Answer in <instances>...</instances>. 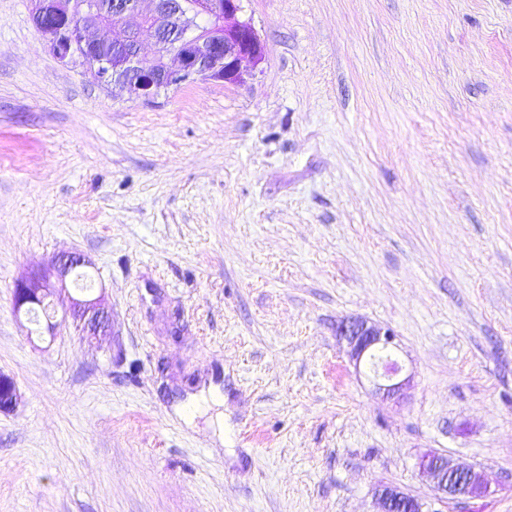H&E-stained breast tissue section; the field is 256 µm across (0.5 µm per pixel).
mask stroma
<instances>
[{
	"mask_svg": "<svg viewBox=\"0 0 512 512\" xmlns=\"http://www.w3.org/2000/svg\"><path fill=\"white\" fill-rule=\"evenodd\" d=\"M245 83L149 102L0 0V512H512V0H243ZM90 259L112 330L27 337L12 289ZM398 336L376 394L338 343ZM224 395L186 423L201 394ZM483 472L439 499L426 451ZM336 336L345 342L347 356L356 371L366 359L374 360L381 353L393 352L398 347L397 335L361 317H349L336 325ZM414 373L397 361L386 360L371 377L374 390L386 399L401 400L414 385ZM378 512H423L422 504L396 486H385L378 492Z\"/></svg>",
	"mask_w": 512,
	"mask_h": 512,
	"instance_id": "1",
	"label": "stroma"
}]
</instances>
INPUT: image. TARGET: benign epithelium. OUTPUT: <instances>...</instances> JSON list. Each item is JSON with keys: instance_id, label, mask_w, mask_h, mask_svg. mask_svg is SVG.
Here are the masks:
<instances>
[{"instance_id": "benign-epithelium-1", "label": "benign epithelium", "mask_w": 512, "mask_h": 512, "mask_svg": "<svg viewBox=\"0 0 512 512\" xmlns=\"http://www.w3.org/2000/svg\"><path fill=\"white\" fill-rule=\"evenodd\" d=\"M31 0L32 20L42 39L62 63L77 62L94 79L118 86L132 99L149 101L159 91L198 81L241 84L265 60L266 45L252 24L241 16L242 0ZM55 13L61 24L45 17ZM139 16L138 28L122 40L106 41L99 30L110 28L127 16ZM156 48L152 66H142V37ZM91 261L79 253L53 256L41 269L16 281L12 291L13 315L32 322L33 305L54 299L67 290L74 271L88 268ZM65 314L92 340L111 330V311L103 294L70 298ZM336 335L345 342L355 370L366 360L398 347L394 331L361 317H349L336 325ZM374 390L386 399L401 400L414 385V373L397 361L386 360L371 377ZM19 393L12 378L0 373V411L16 407ZM419 468L433 491L454 500L476 498L487 491L482 471L452 464L428 451L419 458ZM380 512H423L422 504L396 486L378 492Z\"/></svg>"}]
</instances>
